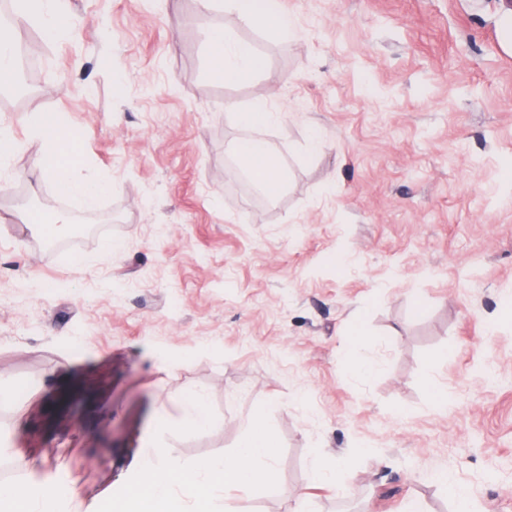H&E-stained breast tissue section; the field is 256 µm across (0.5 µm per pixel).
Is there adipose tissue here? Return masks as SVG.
Returning <instances> with one entry per match:
<instances>
[{
  "label": "adipose tissue",
  "mask_w": 512,
  "mask_h": 512,
  "mask_svg": "<svg viewBox=\"0 0 512 512\" xmlns=\"http://www.w3.org/2000/svg\"><path fill=\"white\" fill-rule=\"evenodd\" d=\"M15 12L20 16H36L45 35L58 40L70 30L67 0H15ZM210 58L226 81L235 82L252 74L260 66L251 48L222 27L206 31ZM30 131L42 141L45 150L34 162V178H51L60 196L80 200L86 209H93L106 186L97 177L77 170L61 156L72 135L49 112H33L27 118ZM237 168L259 178L261 190L274 197L282 189L283 179L275 167L274 154L266 141L246 140L235 146ZM0 512H62L55 493L28 489L25 482L15 481L0 486Z\"/></svg>",
  "instance_id": "1"
}]
</instances>
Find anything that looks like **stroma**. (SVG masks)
Instances as JSON below:
<instances>
[{
	"mask_svg": "<svg viewBox=\"0 0 512 512\" xmlns=\"http://www.w3.org/2000/svg\"><path fill=\"white\" fill-rule=\"evenodd\" d=\"M277 3L294 32L241 23L229 0H68L52 41L0 0L41 60L26 98L0 101L19 144L0 177V375L16 390L0 428L41 463L11 460L0 482L96 512L134 475L151 413L177 424L202 391L214 424L172 434L180 463L237 448L262 407L281 444L276 488L221 490L224 512H457L448 472L472 512H512V6ZM211 24L262 69L225 81ZM260 101L278 123L237 122ZM33 111L107 183L98 208L31 177ZM254 138L286 171L276 199L227 175ZM361 331L375 344L358 353ZM319 457L348 466L316 483Z\"/></svg>",
	"mask_w": 512,
	"mask_h": 512,
	"instance_id": "stroma-1",
	"label": "stroma"
}]
</instances>
